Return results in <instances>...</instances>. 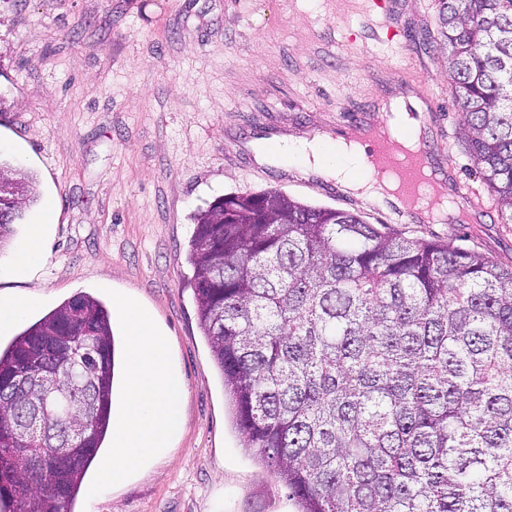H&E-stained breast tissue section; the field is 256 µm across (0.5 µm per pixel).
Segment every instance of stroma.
Wrapping results in <instances>:
<instances>
[{
  "instance_id": "stroma-1",
  "label": "stroma",
  "mask_w": 512,
  "mask_h": 512,
  "mask_svg": "<svg viewBox=\"0 0 512 512\" xmlns=\"http://www.w3.org/2000/svg\"><path fill=\"white\" fill-rule=\"evenodd\" d=\"M386 39L368 0H0V160L34 177L23 239L52 214L41 266L0 250V297L30 295L25 324L109 290L150 308L185 384L169 457L74 512H295L234 429L197 321L187 261L194 216L230 192L277 188L394 232L471 247L512 265V224L475 168L459 125L434 0H392ZM396 89L421 100L422 142L452 208L412 224L333 179L257 165L248 142L354 135Z\"/></svg>"
}]
</instances>
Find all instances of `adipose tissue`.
Segmentation results:
<instances>
[{"label":"adipose tissue","instance_id":"adipose-tissue-1","mask_svg":"<svg viewBox=\"0 0 512 512\" xmlns=\"http://www.w3.org/2000/svg\"><path fill=\"white\" fill-rule=\"evenodd\" d=\"M259 162L273 161L298 165L314 173L336 179L338 183L355 196L378 202L384 199L386 192L395 190L396 182L377 181L363 176V169L369 168L366 147L360 139L327 136L282 138L276 142L273 151L257 150Z\"/></svg>","mask_w":512,"mask_h":512}]
</instances>
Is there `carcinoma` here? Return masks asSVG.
Here are the masks:
<instances>
[{
	"label": "carcinoma",
	"instance_id": "obj_1",
	"mask_svg": "<svg viewBox=\"0 0 512 512\" xmlns=\"http://www.w3.org/2000/svg\"><path fill=\"white\" fill-rule=\"evenodd\" d=\"M474 164L512 224V0H438ZM35 200L0 162V247ZM200 327L245 447L298 512H512V266L279 189L195 216ZM114 336L79 295L0 347V512H72Z\"/></svg>",
	"mask_w": 512,
	"mask_h": 512
}]
</instances>
